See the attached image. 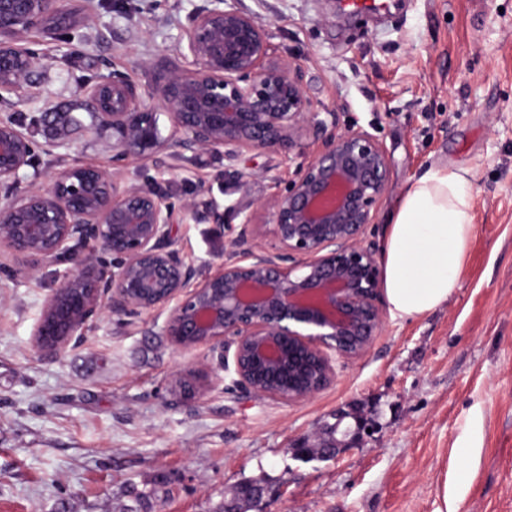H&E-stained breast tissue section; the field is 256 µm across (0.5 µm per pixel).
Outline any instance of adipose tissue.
<instances>
[{
  "mask_svg": "<svg viewBox=\"0 0 512 512\" xmlns=\"http://www.w3.org/2000/svg\"><path fill=\"white\" fill-rule=\"evenodd\" d=\"M469 171L433 165L412 178L388 216L383 286L393 317L423 316L448 302L476 226Z\"/></svg>",
  "mask_w": 512,
  "mask_h": 512,
  "instance_id": "1",
  "label": "adipose tissue"
}]
</instances>
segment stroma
<instances>
[{
    "label": "stroma",
    "mask_w": 512,
    "mask_h": 512,
    "mask_svg": "<svg viewBox=\"0 0 512 512\" xmlns=\"http://www.w3.org/2000/svg\"><path fill=\"white\" fill-rule=\"evenodd\" d=\"M74 29L24 41L41 63L39 99L0 102V121L30 135L20 188L59 164L118 170L156 189L175 213L172 239L199 275L258 201L282 190L320 148L246 150L234 161L170 144L159 159L116 157L118 136L71 123L85 87L115 74L151 97L181 35L212 0H88ZM264 26L274 61L302 67L315 112L336 131L361 128L390 159L393 190L365 241L381 245L409 180L430 165L474 177L476 233L448 303L385 316L372 347L336 362L335 381L285 403L235 387L210 348L184 351L167 313L103 311L55 356L33 339L44 302L70 275L63 258L34 265L0 251V512H118L128 490L162 482L154 512H215L244 481L263 486L251 512H512V0H399L349 15L337 0H224ZM217 208L220 221H196ZM204 369L201 397L171 392L173 374ZM375 430L334 459L295 445L338 415Z\"/></svg>",
    "instance_id": "obj_1"
}]
</instances>
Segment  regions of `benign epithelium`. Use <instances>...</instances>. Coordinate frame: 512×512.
<instances>
[{"mask_svg": "<svg viewBox=\"0 0 512 512\" xmlns=\"http://www.w3.org/2000/svg\"><path fill=\"white\" fill-rule=\"evenodd\" d=\"M197 14L184 30L181 57L159 78L153 97L166 110L180 144L224 150L233 161L243 150L287 151L308 132L322 148L262 201L265 221L249 215L229 243L244 261L226 260L197 278L171 237L174 211L155 190L120 186L117 174L90 164L55 171L48 186L17 187L33 148L12 122H0V246L50 264L90 240L120 259L107 271L91 257L46 299L34 332L36 347L56 355L78 341L103 309L140 316L168 309L166 332L182 350L208 346L219 359L233 351L237 386L258 397L306 401L336 379L335 358L352 360L372 346L383 323L378 305L382 266L364 241L376 207L393 189L385 147L364 129L328 130L310 111L301 65L272 62L264 27L235 9ZM74 11L68 0H0V100L34 93L38 58L23 36L46 28L49 18ZM98 123L119 134V156H155L161 149L153 108L126 77L84 90ZM274 244L266 248L264 240ZM204 370L177 373L171 390L184 397L204 392ZM326 426L296 455L334 458L373 422L355 417L338 438Z\"/></svg>", "mask_w": 512, "mask_h": 512, "instance_id": "7a95c632", "label": "benign epithelium"}]
</instances>
